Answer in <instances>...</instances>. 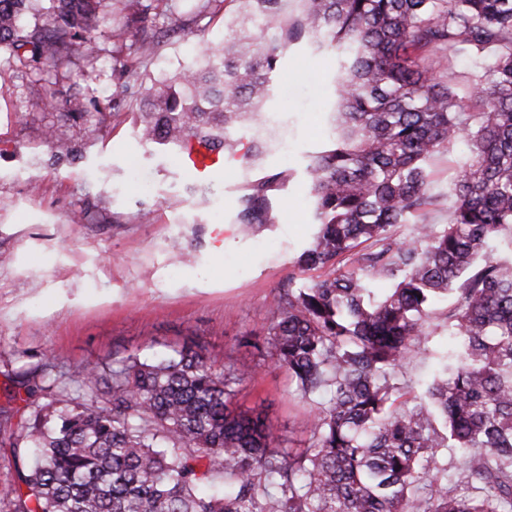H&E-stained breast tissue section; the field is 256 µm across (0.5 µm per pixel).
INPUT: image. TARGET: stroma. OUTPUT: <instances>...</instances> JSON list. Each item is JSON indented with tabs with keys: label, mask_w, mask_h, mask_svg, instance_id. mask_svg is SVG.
<instances>
[{
	"label": "stroma",
	"mask_w": 512,
	"mask_h": 512,
	"mask_svg": "<svg viewBox=\"0 0 512 512\" xmlns=\"http://www.w3.org/2000/svg\"><path fill=\"white\" fill-rule=\"evenodd\" d=\"M193 8L173 0L151 11L147 26L161 33L160 46L131 77L115 70L127 51L113 45L107 25L96 57L75 55L56 69L20 63L0 45V409L10 411L14 431L49 401L20 384L45 362L71 381L89 364L182 345L204 347L220 366L256 360L236 340L265 326L273 294L296 273L293 261L313 231L305 168L332 132L335 55L290 49L261 117L237 132L245 143L264 140L267 154L251 167L226 161L201 183L185 174L176 150L141 140L112 112L113 99L131 110L189 66L200 41H223L233 0H210L192 24ZM49 87L59 97L52 107L43 103ZM73 96L84 101L85 118L66 117ZM49 130L68 152L46 141ZM469 158L461 141L431 163L432 223L447 222ZM286 167L292 178L274 200L275 223L244 233L234 214L245 176ZM421 346L407 369L414 381L430 378L456 340L440 325ZM260 362L238 406L262 411L283 447H303L310 403L284 369Z\"/></svg>",
	"instance_id": "obj_1"
}]
</instances>
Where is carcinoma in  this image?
Masks as SVG:
<instances>
[{"mask_svg": "<svg viewBox=\"0 0 512 512\" xmlns=\"http://www.w3.org/2000/svg\"><path fill=\"white\" fill-rule=\"evenodd\" d=\"M51 2L53 23L29 28L31 0H0V45L52 68L96 54L104 0ZM114 2L126 21L113 42L151 59L142 23L169 0ZM232 2L225 42L153 89L138 131L234 157L232 130L262 111L288 47L336 52L333 138L306 166L316 231L263 332L238 339L314 404L309 437L284 448L262 414L235 407L258 362L218 369L199 346L129 354L106 374L85 367L84 395L57 388L10 443L15 463L33 459L10 512H512V258L491 249L512 238V0ZM447 52L487 58L466 107ZM460 137L471 162L448 223L432 224L428 164ZM291 177L246 180L236 223H275ZM435 317L460 347L416 394L405 367Z\"/></svg>", "mask_w": 512, "mask_h": 512, "instance_id": "carcinoma-1", "label": "carcinoma"}]
</instances>
